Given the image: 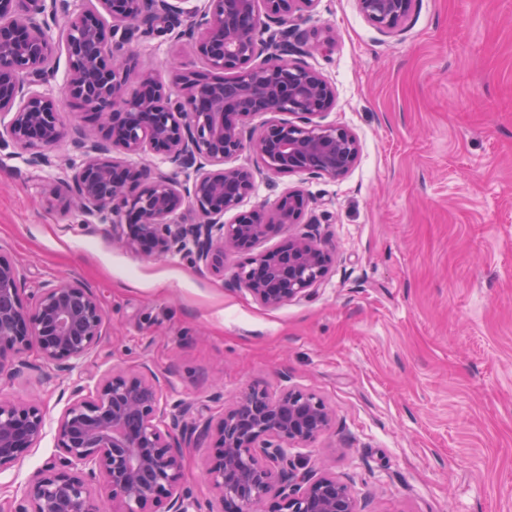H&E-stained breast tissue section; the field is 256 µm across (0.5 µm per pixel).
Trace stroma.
Instances as JSON below:
<instances>
[{"mask_svg":"<svg viewBox=\"0 0 512 512\" xmlns=\"http://www.w3.org/2000/svg\"><path fill=\"white\" fill-rule=\"evenodd\" d=\"M293 28L324 49L303 61L336 89L326 122L354 131L344 178L262 175L245 209L299 187L336 263L309 297L267 309L223 275L180 255L151 259L112 241L109 226L48 207L46 184L80 159L29 168L0 147V254L26 290L66 277L93 285L106 334L85 362L98 376L149 362L163 395L195 405L216 393L289 385L333 410L332 430L301 449L327 466L366 512H512V0H416L403 32L386 36L355 0H321ZM190 47L156 39L139 66L171 79ZM0 398L37 401L42 439L0 486L61 454L56 420L69 379L35 354ZM212 442L184 449L188 485L217 501L203 474Z\"/></svg>","mask_w":512,"mask_h":512,"instance_id":"obj_1","label":"stroma"}]
</instances>
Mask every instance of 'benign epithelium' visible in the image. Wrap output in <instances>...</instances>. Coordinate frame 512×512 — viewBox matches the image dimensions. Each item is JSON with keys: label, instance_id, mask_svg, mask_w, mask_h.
<instances>
[{"label": "benign epithelium", "instance_id": "obj_1", "mask_svg": "<svg viewBox=\"0 0 512 512\" xmlns=\"http://www.w3.org/2000/svg\"><path fill=\"white\" fill-rule=\"evenodd\" d=\"M320 0H0V143L33 169L52 166L68 139L81 157L46 200L112 225L136 253L184 254L201 271L224 273V251L245 260L233 284L265 308L306 298L326 279L336 254L311 233L272 251L257 246L300 223L309 197L281 194L269 208L243 211L256 174L306 173L329 180L357 164L349 128L326 123L336 91L298 58L306 43L292 19ZM379 32L404 30L413 0H356ZM188 41L203 64L172 67L169 85L138 70L147 39ZM65 53L61 97L52 93L55 61ZM137 90L128 92L130 80ZM91 112L96 130L61 120L60 99ZM261 113L291 120L252 126ZM159 153L169 169L132 158ZM244 153L252 161L237 163ZM233 215L229 221L224 220ZM106 314L94 288L61 279L26 292L16 265L0 255V377L16 356L36 352L66 374L104 337ZM333 411L312 393L254 384L211 413L164 396L152 368L112 369L94 383L80 376L57 419L60 462H49L0 512H215L185 487L182 449L211 440L217 454L205 478L234 512H364L349 486L291 455L329 432ZM36 403L0 400V472L43 436Z\"/></svg>", "mask_w": 512, "mask_h": 512}]
</instances>
